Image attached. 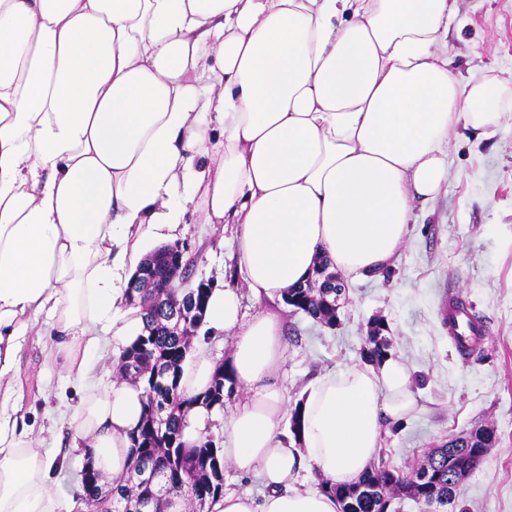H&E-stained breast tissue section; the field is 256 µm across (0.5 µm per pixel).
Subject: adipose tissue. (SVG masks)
Segmentation results:
<instances>
[{
  "label": "adipose tissue",
  "instance_id": "1",
  "mask_svg": "<svg viewBox=\"0 0 512 512\" xmlns=\"http://www.w3.org/2000/svg\"><path fill=\"white\" fill-rule=\"evenodd\" d=\"M459 0H0V512H69L54 458L19 431L20 350L50 316L56 355L84 394L71 447L105 476L130 463L143 389L89 372L143 330L126 282L145 241H172L187 213L232 224L238 272L282 297L319 259L377 276L411 233L415 204L448 181V133L512 121V84L459 78L442 41ZM229 334L244 393L227 416L194 406L193 445L223 418L224 460L261 498L227 491L212 512H340L294 486L302 463L328 484L369 470L387 424L415 404L400 359L351 366L308 389L300 445L272 378L279 313L241 310L232 287L205 318Z\"/></svg>",
  "mask_w": 512,
  "mask_h": 512
}]
</instances>
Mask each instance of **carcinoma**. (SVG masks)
<instances>
[{
    "instance_id": "carcinoma-1",
    "label": "carcinoma",
    "mask_w": 512,
    "mask_h": 512,
    "mask_svg": "<svg viewBox=\"0 0 512 512\" xmlns=\"http://www.w3.org/2000/svg\"><path fill=\"white\" fill-rule=\"evenodd\" d=\"M171 246L154 250L143 259L150 267V288L127 289V305L139 309L143 334L131 347L113 359L117 373L144 389L145 413L132 435V456L126 472L103 489L101 475L81 472L82 499L99 503L103 512H186L189 498L202 502L215 499L224 490V456L212 436L189 447L183 440L188 410L201 402L224 407L226 385H234L224 363L216 366L211 386L200 396L186 397L180 388L182 364L204 322L211 285L169 288ZM321 288L315 292L305 283L288 289L285 302L296 311L329 327L336 325V295L325 304ZM383 325L374 323L362 357L376 363L387 355L390 343ZM496 442L494 431H463L431 450L424 463L407 473L385 461L372 465L358 482L327 486L340 505V512H392L394 500L405 496L419 505L457 507L461 480L482 460L484 449Z\"/></svg>"
}]
</instances>
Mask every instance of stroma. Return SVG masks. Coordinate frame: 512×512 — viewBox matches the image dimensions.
Here are the masks:
<instances>
[{"instance_id": "stroma-1", "label": "stroma", "mask_w": 512, "mask_h": 512, "mask_svg": "<svg viewBox=\"0 0 512 512\" xmlns=\"http://www.w3.org/2000/svg\"><path fill=\"white\" fill-rule=\"evenodd\" d=\"M445 40L456 73L480 68L512 80V0H460ZM448 161L447 185L416 206L410 238L387 274L343 277L335 327L237 287L246 314L272 308L282 317L287 353L277 381L293 402L317 376L361 364L371 323L385 324L391 354L410 369L417 405L386 427L379 456L407 470L460 432L493 429L497 442L464 479L460 497L469 512H512V126L486 139L451 131ZM233 233V226L186 215L178 237L191 261L186 287L237 285ZM453 292L471 302L488 329L480 352L467 358L455 353L439 317ZM46 328L37 321L20 352L19 424L37 448L60 459L55 493L73 512H88L79 497L83 461L70 447L68 424L81 389L51 361Z\"/></svg>"}]
</instances>
